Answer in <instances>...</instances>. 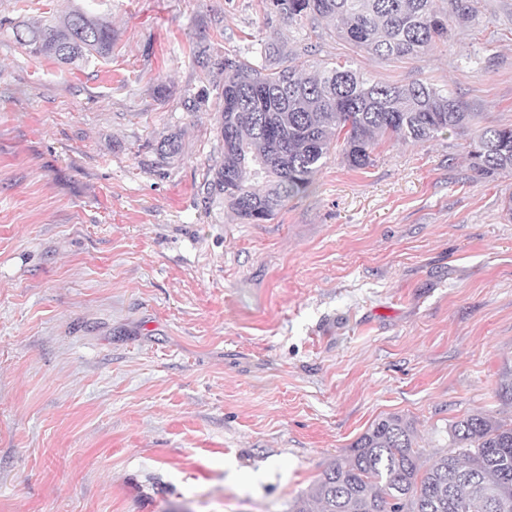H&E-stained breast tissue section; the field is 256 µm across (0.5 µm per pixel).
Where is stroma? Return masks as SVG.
<instances>
[{"instance_id":"obj_1","label":"stroma","mask_w":512,"mask_h":512,"mask_svg":"<svg viewBox=\"0 0 512 512\" xmlns=\"http://www.w3.org/2000/svg\"><path fill=\"white\" fill-rule=\"evenodd\" d=\"M86 0H0V512H290L377 419L424 455L512 359V174L476 177L471 132L512 124V0H466L419 58L319 22L310 58L448 89L469 134L332 152L303 196L243 223L202 185L225 52L289 51L265 0H95L109 59L25 53L12 26ZM184 155L153 167L157 143Z\"/></svg>"}]
</instances>
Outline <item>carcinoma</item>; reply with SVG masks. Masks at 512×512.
I'll return each mask as SVG.
<instances>
[{"label": "carcinoma", "instance_id": "cac0c4a2", "mask_svg": "<svg viewBox=\"0 0 512 512\" xmlns=\"http://www.w3.org/2000/svg\"><path fill=\"white\" fill-rule=\"evenodd\" d=\"M266 6L300 27L327 19L338 39L385 58L421 57L448 38L446 0H266ZM12 30L29 54L63 64L88 65L112 53V24L91 4ZM215 66L221 149L203 189L208 203L230 206L247 224L272 219L307 193L333 150L360 170L385 137L425 142L463 132L470 121L448 91L432 84L374 82L346 63L309 65L274 42L235 49ZM469 147L479 177L512 172V125L480 130ZM154 151L158 164H170L183 152L180 134L163 138ZM497 395L512 404V362L501 369ZM448 447L424 460L411 423L382 417L292 512H512V423L469 415L448 424Z\"/></svg>", "mask_w": 512, "mask_h": 512}]
</instances>
